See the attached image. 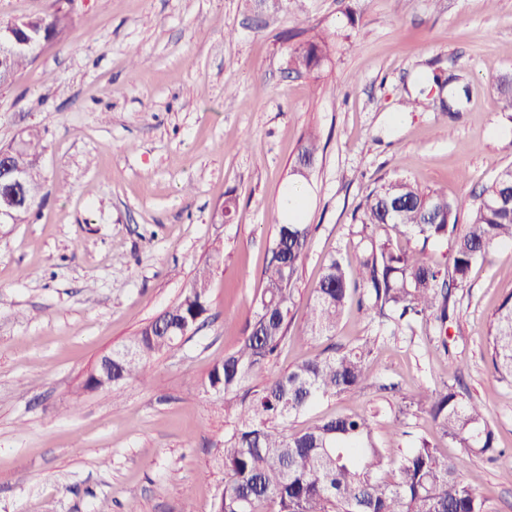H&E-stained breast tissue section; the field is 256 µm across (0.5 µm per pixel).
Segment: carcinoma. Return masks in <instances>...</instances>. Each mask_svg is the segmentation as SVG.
Segmentation results:
<instances>
[{
  "label": "carcinoma",
  "mask_w": 512,
  "mask_h": 512,
  "mask_svg": "<svg viewBox=\"0 0 512 512\" xmlns=\"http://www.w3.org/2000/svg\"><path fill=\"white\" fill-rule=\"evenodd\" d=\"M28 19L44 44L65 40L72 26L62 0L52 11ZM328 46L327 38L316 36L295 49L288 64L309 73L326 61ZM41 149L35 132L8 157L9 165L25 170L36 188L43 181ZM317 152V136L311 133L300 146L297 175L308 178ZM458 211V203L443 192L423 190L405 177L371 190L363 203L362 229L390 224L421 246L402 249L373 240L354 261L331 258L315 287L306 327L293 337V290L309 225L297 219L278 225L253 323L208 375L211 391L238 398L236 423L224 435V468L230 478L212 512H488L476 479L463 477L466 458L450 462L424 438L403 451L384 448L366 414L327 417L288 431V420L364 384L371 340L351 348L333 345L330 352L277 376L265 375L266 364L286 340L332 338L354 302L376 311L395 331L432 317L439 333L447 334L451 285L464 283L473 264L498 245H512V165L481 190L468 223H459ZM448 238L453 242L449 266L427 254L430 242ZM220 261L217 253L213 262L198 268L178 301L141 328L129 350L112 352V390L129 379L148 380V361L180 340L164 335L163 328L208 312L209 282ZM487 346L494 373L512 383V297L498 308ZM413 404L431 414L441 437L466 453L495 451L483 407L462 399L453 387L425 389Z\"/></svg>",
  "instance_id": "cac0c4a2"
}]
</instances>
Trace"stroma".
Listing matches in <instances>:
<instances>
[{"mask_svg": "<svg viewBox=\"0 0 512 512\" xmlns=\"http://www.w3.org/2000/svg\"><path fill=\"white\" fill-rule=\"evenodd\" d=\"M74 25L0 88V147L38 132L45 185L26 224H0V512H210L228 479L234 417L207 377L256 307L283 202L305 191L308 248L294 287L301 327L324 265L366 246L361 205L407 177L460 205L512 164V0H68ZM324 33L314 73L290 52ZM458 75L461 111L440 109L426 78ZM417 97L415 108L404 105ZM320 151L293 173L304 134ZM68 192L59 195L57 183ZM237 211L215 223L226 198ZM223 261L196 333L150 362L151 384L88 392L96 362L177 301L213 251ZM512 295V246L452 289L448 341L433 323L391 334L349 308L333 341L374 337L365 385L290 419L371 412L383 447L419 437L463 454L404 398L453 385L480 403L505 452L471 456L489 512H512V383L492 373L486 335Z\"/></svg>", "mask_w": 512, "mask_h": 512, "instance_id": "1", "label": "stroma"}]
</instances>
